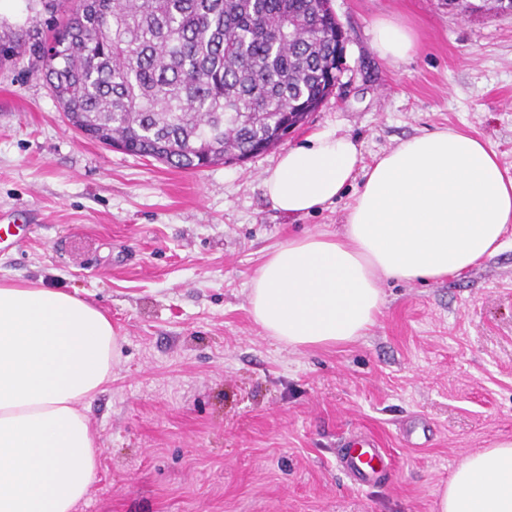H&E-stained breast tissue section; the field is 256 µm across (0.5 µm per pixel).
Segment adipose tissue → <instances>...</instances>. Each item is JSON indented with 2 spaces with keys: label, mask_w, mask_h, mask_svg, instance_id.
Wrapping results in <instances>:
<instances>
[{
  "label": "adipose tissue",
  "mask_w": 512,
  "mask_h": 512,
  "mask_svg": "<svg viewBox=\"0 0 512 512\" xmlns=\"http://www.w3.org/2000/svg\"><path fill=\"white\" fill-rule=\"evenodd\" d=\"M374 48L399 62L411 32L377 23ZM358 185L342 232L288 240L264 258L250 313L300 349L365 335L383 304L380 281L438 280L500 251L512 231V175L484 140L440 130L364 163L355 141L319 133L280 154L263 179L289 216ZM121 338L77 293L0 281V512H75L95 479L98 434L83 406L112 379ZM437 512H512V440L469 454Z\"/></svg>",
  "instance_id": "1"
}]
</instances>
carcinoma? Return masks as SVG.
<instances>
[{
	"mask_svg": "<svg viewBox=\"0 0 512 512\" xmlns=\"http://www.w3.org/2000/svg\"><path fill=\"white\" fill-rule=\"evenodd\" d=\"M23 2V23L0 20V65L32 58L85 137L177 169L278 146L336 69L329 0Z\"/></svg>",
	"mask_w": 512,
	"mask_h": 512,
	"instance_id": "cac0c4a2",
	"label": "carcinoma"
}]
</instances>
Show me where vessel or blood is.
<instances>
[{"label": "vessel or blood", "mask_w": 512, "mask_h": 512, "mask_svg": "<svg viewBox=\"0 0 512 512\" xmlns=\"http://www.w3.org/2000/svg\"><path fill=\"white\" fill-rule=\"evenodd\" d=\"M340 471L357 486L369 487L379 483L393 469V457L377 438L358 432L344 436L336 450Z\"/></svg>", "instance_id": "obj_1"}]
</instances>
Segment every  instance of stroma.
Returning a JSON list of instances; mask_svg holds the SVG:
<instances>
[{"label": "stroma", "instance_id": "obj_1", "mask_svg": "<svg viewBox=\"0 0 512 512\" xmlns=\"http://www.w3.org/2000/svg\"><path fill=\"white\" fill-rule=\"evenodd\" d=\"M471 0H332L348 36L328 100L286 147L330 131L364 161L424 133L476 135L512 175V14ZM410 26L391 64L377 21ZM272 149L195 172L89 140L28 59L0 67V212L24 239L0 280L78 290L123 338L85 412L99 435L77 512H436L470 453L512 435V241L460 276L382 281L375 326L354 342L294 349L249 313V282L288 239L340 230L353 191L288 216L266 197ZM427 420L424 446L403 425ZM390 448L382 485L336 467L343 432Z\"/></svg>", "mask_w": 512, "mask_h": 512}]
</instances>
